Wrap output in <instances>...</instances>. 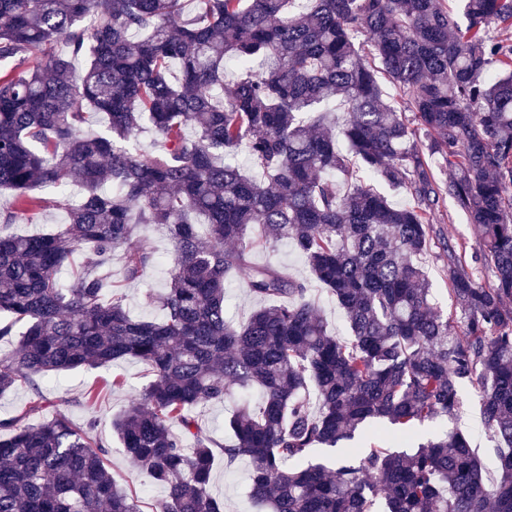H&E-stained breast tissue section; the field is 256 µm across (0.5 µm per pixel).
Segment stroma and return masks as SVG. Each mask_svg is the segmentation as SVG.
Listing matches in <instances>:
<instances>
[{
  "instance_id": "1",
  "label": "stroma",
  "mask_w": 512,
  "mask_h": 512,
  "mask_svg": "<svg viewBox=\"0 0 512 512\" xmlns=\"http://www.w3.org/2000/svg\"><path fill=\"white\" fill-rule=\"evenodd\" d=\"M433 224V244L424 259L425 268L438 308L445 315L451 316L455 310L445 277L448 258L443 250L444 242H451L460 248L469 269L482 285H490L492 277L478 259L479 250L469 222L457 211L451 200H441ZM138 236L140 245L157 253L158 263L148 269L139 281H123L121 271L117 268L112 271V279L121 283L130 312L135 317L152 320L160 315L154 303V295L164 288L169 278L170 242L165 234L151 226L141 228ZM116 373L126 378L125 388L115 390L109 387L108 382ZM148 382L145 366L136 360L126 359L110 367L68 371L59 376L45 378L41 384L47 409L64 410L79 425L93 423L96 435L109 448L108 461L112 474L121 486L136 491L141 512H151L153 504L164 497L165 490L163 486L152 483L145 475L133 469L112 428V422L130 408L136 392L142 390ZM92 386L102 387L103 394L97 407L90 409L83 406L80 399ZM480 396L481 388L477 381L465 382L460 389L461 406L457 416L424 423L418 430L419 439L424 440L453 428L461 429L469 434L471 445L476 448L484 465L492 466L495 442L481 422ZM211 492L223 502L224 512H260L259 505L250 496L246 464L241 463L228 469L222 460H215Z\"/></svg>"
}]
</instances>
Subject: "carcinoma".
I'll return each mask as SVG.
<instances>
[{
    "instance_id": "cac0c4a2",
    "label": "carcinoma",
    "mask_w": 512,
    "mask_h": 512,
    "mask_svg": "<svg viewBox=\"0 0 512 512\" xmlns=\"http://www.w3.org/2000/svg\"><path fill=\"white\" fill-rule=\"evenodd\" d=\"M295 2L197 0L186 18V0H0V189L14 198L0 225L43 207L39 187L61 190L66 213L46 233L0 232V341L25 327L0 359V394L143 363L152 380L113 428L166 488L153 512H224L217 458L247 462L266 512H512V46L488 35L512 28V0H462V22L447 0ZM91 112L104 131H85ZM146 123L152 148L131 150ZM242 147L249 170L233 160ZM351 154L413 203L354 177ZM444 198L494 276L484 287L448 249L457 323L419 261ZM140 224L172 243L154 321L112 284L115 257L131 282L157 261L134 241ZM283 241L344 311L348 339L309 281L254 261ZM231 274L257 302L242 325L224 307ZM473 378L494 479L457 430L388 446L457 416ZM254 388L262 399L237 406L224 441L195 420ZM45 410L40 397L0 420V512H141L91 429Z\"/></svg>"
}]
</instances>
